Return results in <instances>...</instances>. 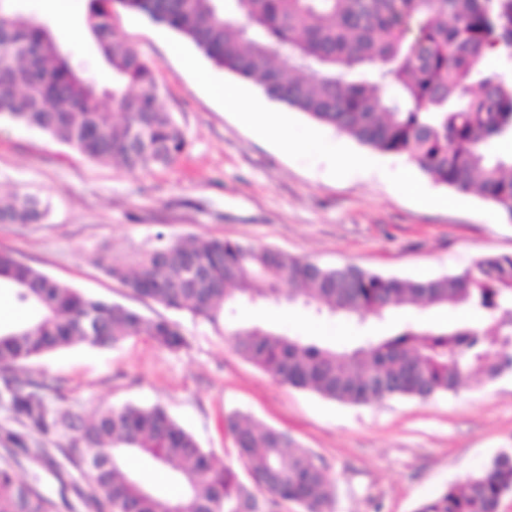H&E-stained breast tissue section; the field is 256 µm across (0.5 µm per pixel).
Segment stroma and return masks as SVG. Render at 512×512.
Returning <instances> with one entry per match:
<instances>
[{
	"instance_id": "stroma-1",
	"label": "stroma",
	"mask_w": 512,
	"mask_h": 512,
	"mask_svg": "<svg viewBox=\"0 0 512 512\" xmlns=\"http://www.w3.org/2000/svg\"><path fill=\"white\" fill-rule=\"evenodd\" d=\"M74 29L59 36L73 65L102 85L112 82L94 44L77 35L87 0H63ZM112 25L156 67L162 101L179 122L185 150L169 165L136 172L89 161L48 134L0 123V198L31 193L48 206L38 224H0V251H10L55 279L97 298L179 324L190 349L171 352L145 336L117 345L76 344L21 364L19 376L59 381L68 406L88 419L125 403L161 404L214 455L233 459L224 416L238 411L288 431L326 466L333 512H413L512 450V371L473 375L454 393L421 401L395 398L354 405L284 385L237 356L228 329L269 326L338 349L399 325L429 321L430 308L397 307L364 324L319 316L299 305L236 309L226 326L138 299L99 265L100 255L132 261L157 234L261 244L322 266L355 265L404 279L420 270L454 275L486 255H512V222L479 194L464 208L419 210L399 186L406 157L367 150L295 109H283L245 82L250 104L286 111L296 137L315 133L372 164L331 177L326 151L285 155L260 144L210 97L181 59L167 50L177 36L144 17L114 9Z\"/></svg>"
}]
</instances>
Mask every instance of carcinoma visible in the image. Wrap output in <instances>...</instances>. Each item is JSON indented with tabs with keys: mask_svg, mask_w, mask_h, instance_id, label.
I'll return each mask as SVG.
<instances>
[{
	"mask_svg": "<svg viewBox=\"0 0 512 512\" xmlns=\"http://www.w3.org/2000/svg\"><path fill=\"white\" fill-rule=\"evenodd\" d=\"M116 5L181 35L269 99L362 146L407 157L438 185L477 190L512 220V153L490 150L512 140V78L482 66L512 61V0H88L90 37L112 70L111 112L99 110L92 81L48 25L0 11V120L135 171L170 164L186 139L161 104L155 66L112 29ZM44 216L30 194L0 200L1 224ZM99 264L129 294L214 326L238 305L282 299L360 322L417 303L465 306L489 321L407 324L341 352L259 326L230 332L241 358L329 400L425 401L457 391L468 374L512 370L511 255L483 256L461 274L422 282L355 265L323 267L270 246L160 234L131 271ZM2 286L35 316L0 328V408L22 427H0V512H73L70 489L89 512H280L288 502L332 512L331 479L315 454L287 431L239 413L224 417L235 452L224 466L160 404H126L77 425L60 405L61 387L20 379L15 368L73 344L147 336L179 352L189 338L171 320L85 295L1 251ZM56 451L85 479L71 487L56 472L57 501L17 473L26 462L54 466ZM136 453L168 471L180 493L165 497L128 471L124 458ZM509 491L512 451H503L415 512H498Z\"/></svg>",
	"mask_w": 512,
	"mask_h": 512,
	"instance_id": "1",
	"label": "carcinoma"
}]
</instances>
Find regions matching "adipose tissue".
Returning <instances> with one entry per match:
<instances>
[{
	"label": "adipose tissue",
	"instance_id": "obj_1",
	"mask_svg": "<svg viewBox=\"0 0 512 512\" xmlns=\"http://www.w3.org/2000/svg\"><path fill=\"white\" fill-rule=\"evenodd\" d=\"M209 93L224 105L225 111L234 114L238 124L245 128L252 138L259 142H272L285 153H293L301 147L321 148L322 143L314 137L296 140L288 132V124L283 115L264 112L259 109H246L243 93L239 86L231 83H208Z\"/></svg>",
	"mask_w": 512,
	"mask_h": 512
}]
</instances>
